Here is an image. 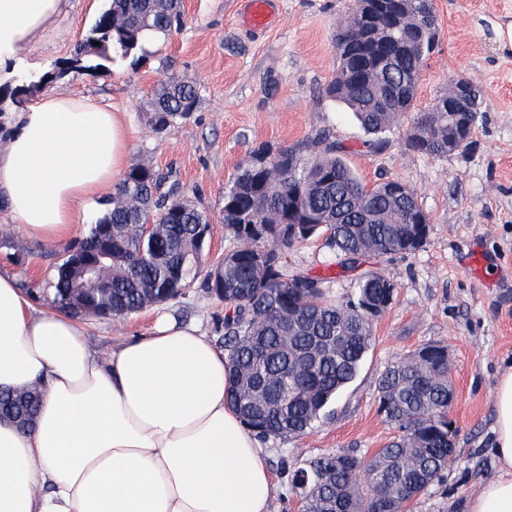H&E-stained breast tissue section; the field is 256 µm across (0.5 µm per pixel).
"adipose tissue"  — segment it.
<instances>
[{"label": "adipose tissue", "instance_id": "1", "mask_svg": "<svg viewBox=\"0 0 512 512\" xmlns=\"http://www.w3.org/2000/svg\"><path fill=\"white\" fill-rule=\"evenodd\" d=\"M61 0H0V78ZM0 153V201L62 240L126 165L118 113L46 93L16 116ZM228 359L198 327L158 317L109 357L69 314L34 311L0 273V390L39 386L34 424L0 419V512H272L278 485L257 435L227 400ZM501 473L465 512H512V367L495 395Z\"/></svg>", "mask_w": 512, "mask_h": 512}]
</instances>
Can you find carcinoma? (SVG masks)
<instances>
[{"instance_id": "carcinoma-1", "label": "carcinoma", "mask_w": 512, "mask_h": 512, "mask_svg": "<svg viewBox=\"0 0 512 512\" xmlns=\"http://www.w3.org/2000/svg\"><path fill=\"white\" fill-rule=\"evenodd\" d=\"M434 0H392L388 11L363 28L351 13L336 35V75L327 96L352 112L378 149L396 125L393 114L414 105L427 57L439 39ZM182 0H104L73 58L38 80L0 86V118L23 108L33 89L70 71L98 73L143 48L150 38H167L182 23ZM465 83L473 97L472 125L481 114L482 91L456 79L448 94L413 119L411 150L441 157L463 146L448 141V95ZM194 85L171 80L145 102L153 130L161 134L196 111ZM347 148L320 131L270 154L255 152L262 165L236 174L224 192V224L251 247H234L224 263L202 267L198 226L209 218L181 196L164 173L135 164L116 187L108 208L83 239L54 265L53 306L75 316L124 318L174 300L195 281L224 298V350L232 369L229 402L243 423L263 438L298 437L314 429L336 395L357 376L373 329L369 308L384 296L386 279L362 266L376 258L419 251L405 244L417 218H431L416 194L396 199L390 179L364 183L345 158ZM152 220L154 235L143 238L135 225ZM326 236L338 265L355 273L351 291L333 297L325 277L288 274L282 262L260 264L256 255H281L294 244ZM101 271L108 289L90 282L88 265ZM448 347L433 342L394 362L378 382L380 411L397 435L366 464L363 458L328 454L291 474L293 492L305 512H401L440 481L453 463L448 447ZM35 389L0 391V418L29 423L38 407Z\"/></svg>"}]
</instances>
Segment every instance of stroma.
<instances>
[{
    "label": "stroma",
    "mask_w": 512,
    "mask_h": 512,
    "mask_svg": "<svg viewBox=\"0 0 512 512\" xmlns=\"http://www.w3.org/2000/svg\"><path fill=\"white\" fill-rule=\"evenodd\" d=\"M434 4L440 39L421 75L417 111H427L457 76L484 96L473 146L447 156L409 149L408 116L387 134L382 149L366 148L363 130L324 95L336 74V33L353 0H272V19L262 29L244 22L242 0H183L180 32L146 42L143 51L114 63L107 74L73 71L47 86L54 93L95 98L123 114L128 164L169 173L208 215L205 267L221 262L237 244L224 224V191L252 151L274 152L321 130L349 147V161L366 183L387 177L406 183L431 216L418 252L377 265L396 291L374 325L359 375L310 433L265 440L278 481L274 512H297L300 506L287 470L336 452L369 457L393 438L394 429L379 411L378 381L392 362L432 342L447 345L451 358L455 461L410 512H463L466 501L499 473L495 389L503 369L512 365V52L500 48L493 25L512 21V0ZM101 7V0H65L15 76L53 71L71 57ZM171 76L194 84L199 104L190 118L159 137L144 103L152 87ZM112 193L102 189L84 223L59 242L26 232L0 205V271L28 284L37 309L52 308L55 256L85 235L87 222L104 212ZM284 262L289 273L330 278L335 296L350 290L323 240L294 246ZM163 312L198 325L212 341L223 334V301L197 285L162 306L123 319L84 318L80 324L91 347L106 353L144 333Z\"/></svg>",
    "instance_id": "1"
}]
</instances>
